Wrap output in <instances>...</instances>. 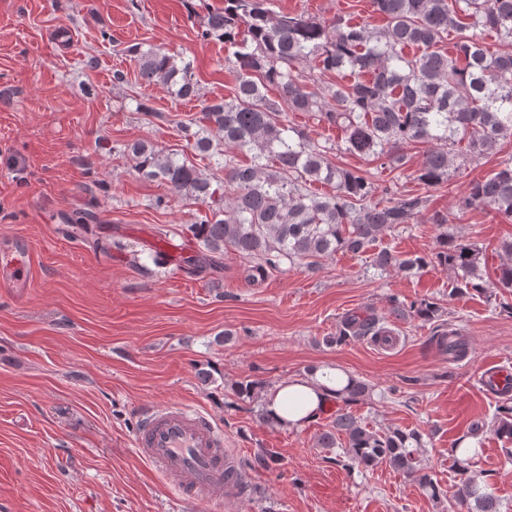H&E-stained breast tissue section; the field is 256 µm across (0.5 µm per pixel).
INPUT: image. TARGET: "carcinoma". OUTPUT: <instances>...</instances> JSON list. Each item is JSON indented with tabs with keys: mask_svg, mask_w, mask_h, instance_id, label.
<instances>
[{
	"mask_svg": "<svg viewBox=\"0 0 512 512\" xmlns=\"http://www.w3.org/2000/svg\"><path fill=\"white\" fill-rule=\"evenodd\" d=\"M374 11L387 19L373 29L344 16L325 21L304 14L277 12L272 0H224V7L207 16L203 35L233 49L237 84L232 97L205 107L213 129L205 136L183 123L181 131L193 149L214 160L224 178L208 175L175 153L138 142L129 147L135 169L165 183L175 195L190 196L208 208L199 222L186 226L198 246L186 265L195 275L224 268V253L233 251L247 262L243 273L259 285L283 266H316L338 251L360 254L380 236L410 223L424 208L420 196L400 194L379 186L362 173L340 167L328 157L344 151L380 168L405 165L404 146L429 145L417 180L437 185L464 163L491 153L499 140L512 137V53L490 50L482 32L490 30L512 42V0H371ZM455 33V53L440 45ZM127 53L147 85L167 86L179 99L198 96L193 64L180 57L135 45ZM347 71L348 85H319L327 72ZM277 99L268 97L269 90ZM306 112L343 132L336 147L311 142L308 133L290 124L288 113ZM248 153L251 163H236L235 154ZM330 184L332 195L312 190ZM468 206H485L512 219V157L485 178L469 182ZM432 223L442 228L435 252L402 258L390 251L376 255L380 274L395 269L418 273L432 264L451 270L455 291L494 296L492 289H512V241L502 243L505 261L493 283L481 273L482 248L448 233V214L436 212ZM437 303L423 300L391 314L430 320ZM371 336L382 343L392 337L371 312L348 315L335 343ZM432 342L459 360L467 348L453 330L432 336ZM265 382L243 379L237 393L253 398ZM371 387L350 375L336 390L338 409L329 430L317 439L320 448H339L335 461L366 471L385 463L416 481L431 496L440 495L432 474L421 467L416 431L369 430L350 411L369 395ZM486 429L474 420L451 448ZM495 432L512 441V398L498 405ZM455 495L466 512H501L494 492L466 467Z\"/></svg>",
	"mask_w": 512,
	"mask_h": 512,
	"instance_id": "obj_1",
	"label": "carcinoma"
}]
</instances>
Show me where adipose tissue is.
Returning a JSON list of instances; mask_svg holds the SVG:
<instances>
[{"instance_id": "ef3b65f1", "label": "adipose tissue", "mask_w": 512, "mask_h": 512, "mask_svg": "<svg viewBox=\"0 0 512 512\" xmlns=\"http://www.w3.org/2000/svg\"><path fill=\"white\" fill-rule=\"evenodd\" d=\"M339 371L319 369L304 377L282 380L265 397V413L277 427L298 428L316 420L336 398Z\"/></svg>"}]
</instances>
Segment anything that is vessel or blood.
<instances>
[{
	"label": "vessel or blood",
	"mask_w": 512,
	"mask_h": 512,
	"mask_svg": "<svg viewBox=\"0 0 512 512\" xmlns=\"http://www.w3.org/2000/svg\"><path fill=\"white\" fill-rule=\"evenodd\" d=\"M34 265L26 238L1 244L0 288L24 291ZM134 445L148 463L177 479L186 499L230 503L241 495L247 474L226 450L222 428L202 411L181 404L147 406Z\"/></svg>",
	"instance_id": "vessel-or-blood-1"
}]
</instances>
